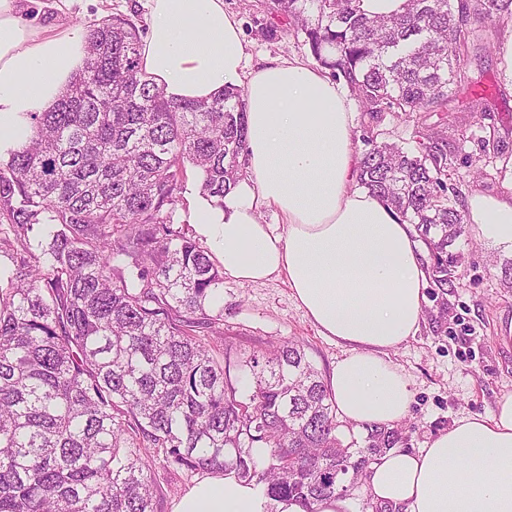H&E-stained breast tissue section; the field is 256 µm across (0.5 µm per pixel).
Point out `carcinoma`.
Returning <instances> with one entry per match:
<instances>
[{
  "label": "carcinoma",
  "mask_w": 512,
  "mask_h": 512,
  "mask_svg": "<svg viewBox=\"0 0 512 512\" xmlns=\"http://www.w3.org/2000/svg\"><path fill=\"white\" fill-rule=\"evenodd\" d=\"M262 35L303 38L375 119L421 115L406 151L370 129L359 182L413 225L438 288L465 222L449 195L448 112L469 82L459 48L473 23L512 21V0H407L367 15L358 0H265ZM87 62L33 135L0 163V512H155L160 460L186 477L211 470L304 512L359 487L392 448V428L343 444L330 392L301 343L244 360L240 395L224 352V271L175 226L190 163L223 202L247 140L243 90L178 101L141 70L136 24L85 32ZM38 229L35 238L29 232ZM264 448L260 457L253 449Z\"/></svg>",
  "instance_id": "1"
}]
</instances>
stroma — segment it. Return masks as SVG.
<instances>
[{
    "instance_id": "35a3bbf8",
    "label": "stroma",
    "mask_w": 512,
    "mask_h": 512,
    "mask_svg": "<svg viewBox=\"0 0 512 512\" xmlns=\"http://www.w3.org/2000/svg\"><path fill=\"white\" fill-rule=\"evenodd\" d=\"M24 20L36 28H79L123 15L139 29L148 27L147 0H19ZM237 17L246 64L276 56L310 58L307 46L291 36L266 40L261 29L270 21L262 0H224ZM504 31L481 26L480 46H465L464 64L475 86L449 105L448 153L456 170L451 181L460 204L473 195L497 197L512 188V81L504 76L501 45ZM354 148L364 152L363 135L376 126L390 141L414 149L415 118L383 113L371 120L354 112ZM499 142L498 154L483 152V139ZM458 259L453 286H428L427 303L417 336L390 353L391 361L410 378L413 401L399 425L398 447L419 450L431 438L470 414H488L497 398L512 391V251L480 240L472 224H463L448 248ZM297 338L321 375L346 351L322 336L299 309L283 279L258 285L224 280V351L231 362Z\"/></svg>"
}]
</instances>
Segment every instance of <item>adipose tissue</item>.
<instances>
[{
	"instance_id": "obj_1",
	"label": "adipose tissue",
	"mask_w": 512,
	"mask_h": 512,
	"mask_svg": "<svg viewBox=\"0 0 512 512\" xmlns=\"http://www.w3.org/2000/svg\"><path fill=\"white\" fill-rule=\"evenodd\" d=\"M82 31L24 26L0 0V153L32 133L86 61ZM238 20L224 0H149L143 71L173 99L244 88L245 178L214 205L197 197L188 219L225 275L248 285L284 278L320 333L347 353L328 377L340 418L390 428L407 418L408 376L389 359L418 333L428 266L412 225L358 182L348 90L312 60L267 58L245 69ZM277 211L280 224L259 220ZM480 239L512 249V192L472 197ZM383 512H512V392L489 414L457 420L416 452L392 448L366 470ZM259 487L233 475L197 476L172 512H265Z\"/></svg>"
}]
</instances>
